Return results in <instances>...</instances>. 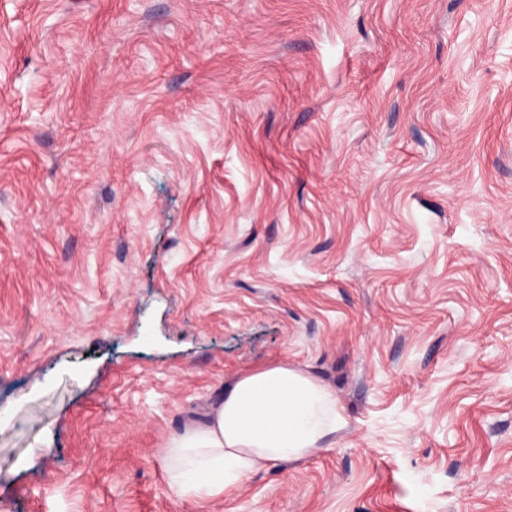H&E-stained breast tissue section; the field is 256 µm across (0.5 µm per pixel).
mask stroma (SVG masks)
<instances>
[{
	"label": "stroma",
	"instance_id": "obj_1",
	"mask_svg": "<svg viewBox=\"0 0 512 512\" xmlns=\"http://www.w3.org/2000/svg\"><path fill=\"white\" fill-rule=\"evenodd\" d=\"M274 365L335 433L177 498ZM0 512H512V0H0Z\"/></svg>",
	"mask_w": 512,
	"mask_h": 512
}]
</instances>
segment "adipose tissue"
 I'll return each mask as SVG.
<instances>
[{"label": "adipose tissue", "instance_id": "1", "mask_svg": "<svg viewBox=\"0 0 512 512\" xmlns=\"http://www.w3.org/2000/svg\"><path fill=\"white\" fill-rule=\"evenodd\" d=\"M331 395L285 365L227 388L206 423L176 433L162 450L169 487L208 500L269 464L297 460L336 430Z\"/></svg>", "mask_w": 512, "mask_h": 512}]
</instances>
